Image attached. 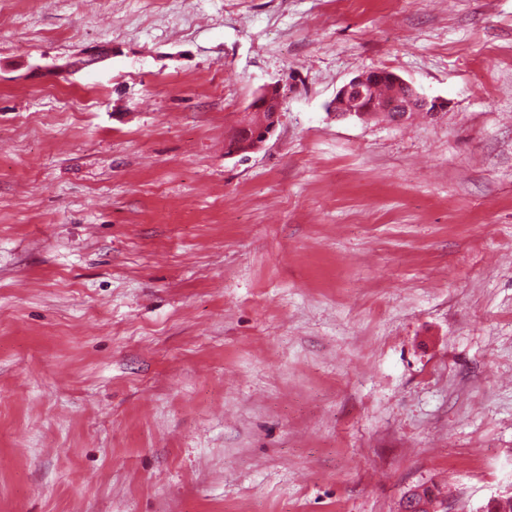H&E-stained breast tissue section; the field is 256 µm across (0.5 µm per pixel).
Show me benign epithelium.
Wrapping results in <instances>:
<instances>
[{
  "label": "benign epithelium",
  "instance_id": "1",
  "mask_svg": "<svg viewBox=\"0 0 512 512\" xmlns=\"http://www.w3.org/2000/svg\"><path fill=\"white\" fill-rule=\"evenodd\" d=\"M381 82L392 86L394 93L381 102L368 99V91ZM284 103L285 94L281 85L270 84L261 89L247 107L248 114L258 117L253 132L248 134L246 140L235 145L230 154L240 155L259 149L275 131ZM447 108V101L419 94L398 74L385 69L369 70L353 77L337 91L331 103V109L338 116L356 115L369 119L380 112H396L398 121L416 112L435 115Z\"/></svg>",
  "mask_w": 512,
  "mask_h": 512
}]
</instances>
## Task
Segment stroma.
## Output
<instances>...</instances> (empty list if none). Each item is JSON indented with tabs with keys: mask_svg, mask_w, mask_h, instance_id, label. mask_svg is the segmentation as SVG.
I'll use <instances>...</instances> for the list:
<instances>
[{
	"mask_svg": "<svg viewBox=\"0 0 512 512\" xmlns=\"http://www.w3.org/2000/svg\"><path fill=\"white\" fill-rule=\"evenodd\" d=\"M378 68L447 111L336 118ZM433 483L456 512L512 487V0H10L0 512H400ZM284 103L285 94L280 84H270L261 89L247 107V113L259 120L246 140L235 145L229 153L240 155L258 150L275 131Z\"/></svg>",
	"mask_w": 512,
	"mask_h": 512,
	"instance_id": "35a3bbf8",
	"label": "stroma"
}]
</instances>
